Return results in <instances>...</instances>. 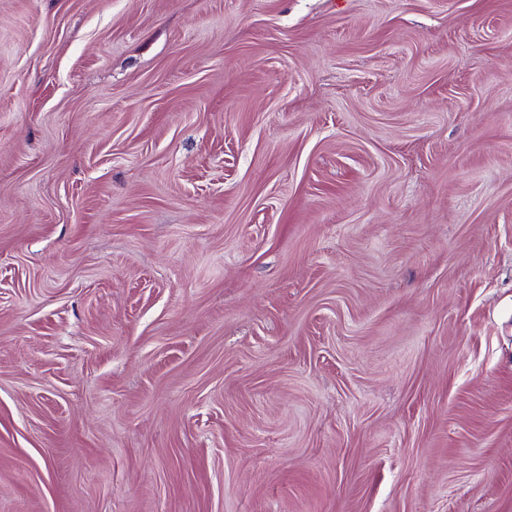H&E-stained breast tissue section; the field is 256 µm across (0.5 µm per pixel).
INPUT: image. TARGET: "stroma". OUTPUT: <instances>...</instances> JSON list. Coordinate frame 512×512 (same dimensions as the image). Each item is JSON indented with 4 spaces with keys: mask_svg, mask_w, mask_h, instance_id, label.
<instances>
[{
    "mask_svg": "<svg viewBox=\"0 0 512 512\" xmlns=\"http://www.w3.org/2000/svg\"><path fill=\"white\" fill-rule=\"evenodd\" d=\"M0 512H512V0H0Z\"/></svg>",
    "mask_w": 512,
    "mask_h": 512,
    "instance_id": "obj_1",
    "label": "stroma"
}]
</instances>
